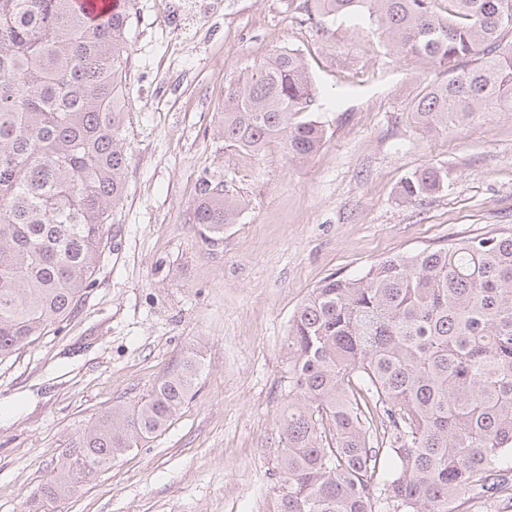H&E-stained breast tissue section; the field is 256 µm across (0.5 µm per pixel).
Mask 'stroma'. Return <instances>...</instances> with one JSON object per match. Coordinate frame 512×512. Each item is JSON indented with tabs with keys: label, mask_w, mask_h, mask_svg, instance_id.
Instances as JSON below:
<instances>
[{
	"label": "stroma",
	"mask_w": 512,
	"mask_h": 512,
	"mask_svg": "<svg viewBox=\"0 0 512 512\" xmlns=\"http://www.w3.org/2000/svg\"><path fill=\"white\" fill-rule=\"evenodd\" d=\"M171 2H132L125 197L94 285L0 364V512H32L71 439L191 353L201 369L171 426L46 512H281L295 310L329 275L512 227V111L429 132L412 106L443 73L368 18L310 15L304 0ZM283 47L301 54L326 130L308 159L221 131L229 81ZM431 166L447 185L404 201L400 182ZM204 180L243 201L214 244L190 221Z\"/></svg>",
	"instance_id": "obj_1"
}]
</instances>
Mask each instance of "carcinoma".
Listing matches in <instances>:
<instances>
[{"instance_id": "carcinoma-1", "label": "carcinoma", "mask_w": 512, "mask_h": 512, "mask_svg": "<svg viewBox=\"0 0 512 512\" xmlns=\"http://www.w3.org/2000/svg\"><path fill=\"white\" fill-rule=\"evenodd\" d=\"M309 0L326 16L368 14L397 51L448 73L412 107L446 131L512 109V0ZM128 7L98 22L75 0H0V363L63 322L92 287L104 226L125 194ZM300 55L280 49L224 91V142L273 139L315 155L324 128ZM448 172L404 179L407 201ZM241 202L203 181L191 221L214 243ZM288 404L276 459L283 512H448L512 496V228L330 275L288 330ZM198 371L189 355L133 405L104 411L68 444L42 499L70 496L97 470L165 430ZM92 469L81 470L85 463Z\"/></svg>"}]
</instances>
